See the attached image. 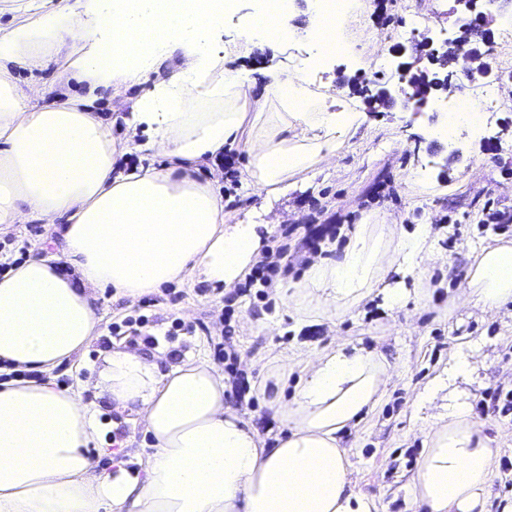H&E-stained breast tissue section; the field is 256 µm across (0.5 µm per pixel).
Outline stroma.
<instances>
[{"mask_svg":"<svg viewBox=\"0 0 512 512\" xmlns=\"http://www.w3.org/2000/svg\"><path fill=\"white\" fill-rule=\"evenodd\" d=\"M364 7L350 19L347 38L355 50L336 55L309 73L315 95L339 93L350 109L366 119L350 134L332 164L297 173L290 188L277 195L257 196L243 177L248 162L239 148L230 151L238 181L222 180L220 189L230 210L248 224H268L284 218L293 230L289 240L272 232L271 245L296 246L309 228L337 224L397 222L406 231L426 224L437 261L419 278L415 269L391 273L394 288L410 289L404 308L390 310L383 296L349 312L316 320L289 311L276 293H256L226 303L215 290L184 281L172 289L129 304L113 291L101 293L96 310L100 336L86 353L56 371V382L66 388L78 380L96 379L106 352L139 349L152 352L167 346L173 360L188 350L214 358L212 339L231 326L229 339L245 377L256 380L251 404L239 412L262 434L277 433L281 422L268 401L274 354L296 349H320L331 343L377 350L390 366L392 381L377 407L344 438L350 453V478L356 490L374 497L377 512H413L411 477L425 448V436L412 420L415 393L455 353L473 355L477 371L456 382L445 403L471 404L485 434L496 438L500 453L490 467L492 499L512 497V411L487 414L482 403L496 387L512 389V311L483 314L476 310L448 312V294L468 272L471 262L504 233L485 225L483 206L494 201L498 209L512 210V104L485 115L481 142L451 145L429 135L431 127L446 122L439 100L424 111L404 112L370 106L358 93L357 81L379 74L393 77L394 67L376 68L377 58H392L396 44L407 43L411 28L434 42L455 37L468 17L453 12V0H363ZM312 49L304 43L289 47L265 44L263 49L232 56V65L267 80L287 56L304 57ZM152 314L139 334H114L112 325L129 316Z\"/></svg>","mask_w":512,"mask_h":512,"instance_id":"obj_1","label":"stroma"}]
</instances>
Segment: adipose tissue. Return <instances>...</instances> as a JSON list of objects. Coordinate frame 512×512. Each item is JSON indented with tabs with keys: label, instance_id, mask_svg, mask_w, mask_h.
<instances>
[{
	"label": "adipose tissue",
	"instance_id": "1",
	"mask_svg": "<svg viewBox=\"0 0 512 512\" xmlns=\"http://www.w3.org/2000/svg\"><path fill=\"white\" fill-rule=\"evenodd\" d=\"M297 26L265 7L251 32L342 47L317 0ZM225 0H45L39 14L0 27V231L42 224L59 252L30 257L0 277V365L35 370L43 380L0 381V512H373L375 501L350 479L345 431L374 410L390 382L376 350L330 345L277 358L269 405L284 430L273 440L225 399L219 365L188 352L169 363L166 349L147 355L115 350L94 383L116 412L133 411L152 440L150 452H125L112 473L89 446L103 435L85 383L57 388L52 371L99 336L101 290L136 303L163 284L197 277L232 290L267 242L255 225L225 213L218 177L202 166L225 147L243 146L246 175L272 193L294 174L328 164L362 113L331 110L315 97L310 61H294L258 85L228 66L211 35L224 23ZM66 55L45 99L20 85V69ZM88 93L70 92L72 81ZM152 87L121 121L123 139L94 106L98 88L115 99L142 82ZM166 166L115 167L137 149ZM428 229L360 224L340 259L310 260L280 298L302 315L349 311L382 293L402 308L404 288L387 276L409 266L426 273L435 257ZM450 310L496 313L512 305V244L485 248L448 299ZM298 381L286 393L290 376ZM426 448L412 478L414 512H489L494 438L482 434L469 404L426 424Z\"/></svg>",
	"mask_w": 512,
	"mask_h": 512
}]
</instances>
